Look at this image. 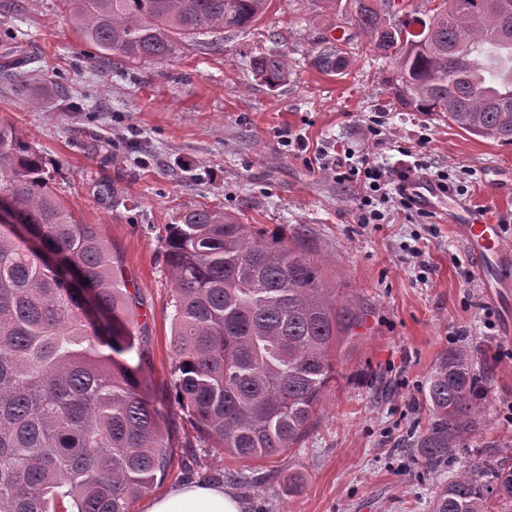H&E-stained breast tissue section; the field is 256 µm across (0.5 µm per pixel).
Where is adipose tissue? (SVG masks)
I'll return each mask as SVG.
<instances>
[{
  "label": "adipose tissue",
  "mask_w": 512,
  "mask_h": 512,
  "mask_svg": "<svg viewBox=\"0 0 512 512\" xmlns=\"http://www.w3.org/2000/svg\"><path fill=\"white\" fill-rule=\"evenodd\" d=\"M241 499L216 484H184L152 498L145 512H243Z\"/></svg>",
  "instance_id": "adipose-tissue-1"
}]
</instances>
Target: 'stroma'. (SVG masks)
<instances>
[{"mask_svg": "<svg viewBox=\"0 0 512 512\" xmlns=\"http://www.w3.org/2000/svg\"><path fill=\"white\" fill-rule=\"evenodd\" d=\"M324 23L312 0H271L247 31L183 42L164 62L116 58L105 69L62 0H0V35L17 32L31 54L14 75L0 73V120L42 150L59 196L98 225L138 290L148 398L171 390L173 290L161 253L181 211L215 206L283 234L320 262L331 295L362 311L340 345V376L295 448L239 461L175 407L165 415L171 461L152 494L243 468L257 483L230 490L246 512H432L449 474L489 457L512 464V294L488 299L457 225L402 208L392 190L377 204L382 222L361 223L358 183L321 168L325 153H349L353 167L420 160L447 172L458 199L500 218L512 247V197L497 194L512 181V146L402 107L372 55L344 74H319L311 52ZM278 52L291 73L272 90L249 60ZM285 130L295 143L283 141ZM461 344L486 374V408L449 470L434 475L413 463L409 444L429 420L428 375Z\"/></svg>", "mask_w": 512, "mask_h": 512, "instance_id": "35a3bbf8", "label": "stroma"}]
</instances>
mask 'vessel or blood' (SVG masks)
Masks as SVG:
<instances>
[{
  "instance_id": "1",
  "label": "vessel or blood",
  "mask_w": 512,
  "mask_h": 512,
  "mask_svg": "<svg viewBox=\"0 0 512 512\" xmlns=\"http://www.w3.org/2000/svg\"><path fill=\"white\" fill-rule=\"evenodd\" d=\"M402 187L415 210L434 216L446 215L449 223L462 228L473 273L483 287L493 293L512 286V281L501 276L503 265L512 259V250L504 246L502 225L493 222L487 212L464 203L441 211L440 202L450 199L451 194L433 179L412 176Z\"/></svg>"
}]
</instances>
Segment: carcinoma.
<instances>
[{"label":"carcinoma","mask_w":512,"mask_h":512,"mask_svg":"<svg viewBox=\"0 0 512 512\" xmlns=\"http://www.w3.org/2000/svg\"><path fill=\"white\" fill-rule=\"evenodd\" d=\"M102 66L162 62L178 43L243 32L268 0H66ZM393 0H346L313 66L339 75L368 44L390 58L397 102L512 145V0H431L421 18ZM342 29L338 37L333 31ZM0 39V71L28 59ZM274 89L288 54L253 60ZM0 198L26 226L0 224V512H129L170 463L164 414L137 376L148 353L131 317L142 305L96 224L52 188L47 159L0 121ZM175 368L168 403L224 454L250 461L295 447L334 378V353L360 312L328 295L320 263L208 206L166 225ZM485 374L471 351L443 354L422 389L430 413L414 440L430 472L477 431ZM491 480H485L486 476ZM512 498V467L489 458L455 474L432 512H487Z\"/></svg>","instance_id":"carcinoma-1"}]
</instances>
